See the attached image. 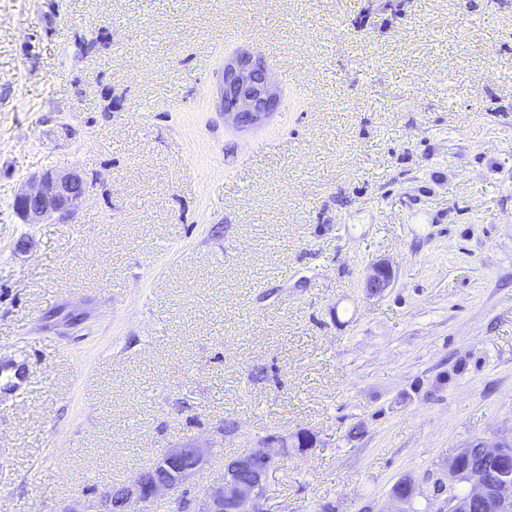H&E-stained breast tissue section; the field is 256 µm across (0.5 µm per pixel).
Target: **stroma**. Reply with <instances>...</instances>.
<instances>
[{"instance_id":"1","label":"stroma","mask_w":512,"mask_h":512,"mask_svg":"<svg viewBox=\"0 0 512 512\" xmlns=\"http://www.w3.org/2000/svg\"><path fill=\"white\" fill-rule=\"evenodd\" d=\"M241 50L282 98L248 131L217 105ZM71 168V222L22 223ZM8 358L0 512H84L187 443L194 498L302 429L271 512H388L512 433V0H0ZM86 193V181L76 169L33 175L29 186L14 197V210L25 224L54 221L67 224ZM392 268L386 263H377L372 267V273L367 276L363 288L370 296L382 295L393 282ZM0 376L4 377L6 390L18 391L25 388L28 384L26 368L19 361H1Z\"/></svg>"}]
</instances>
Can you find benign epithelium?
Wrapping results in <instances>:
<instances>
[{
  "label": "benign epithelium",
  "instance_id": "obj_1",
  "mask_svg": "<svg viewBox=\"0 0 512 512\" xmlns=\"http://www.w3.org/2000/svg\"><path fill=\"white\" fill-rule=\"evenodd\" d=\"M217 95L224 119L240 129L261 124L280 106L278 88L268 68L249 51H241L224 63ZM85 193L86 181L79 171L50 170L30 177L29 186L14 197V210L25 224H68ZM392 282V268L381 262L373 265L364 288L368 295L379 296ZM302 438L312 445L316 434L307 430L290 437L271 435L264 448L252 449L225 466L220 481L208 487L194 512H269L265 494L268 477ZM481 447L491 476L480 477L461 469L459 457L465 449H460L436 476L444 485V494L436 498L438 512H471L475 504L484 512H512V484L508 483L512 478V436ZM208 463L207 449L196 443L168 448L126 483L102 488L85 512H151L159 499L172 500L178 512H186L191 502L182 495L184 487ZM463 483L468 487L461 494L458 486Z\"/></svg>",
  "mask_w": 512,
  "mask_h": 512
}]
</instances>
